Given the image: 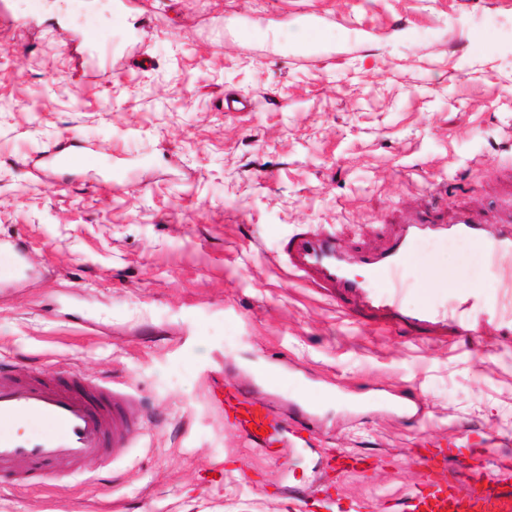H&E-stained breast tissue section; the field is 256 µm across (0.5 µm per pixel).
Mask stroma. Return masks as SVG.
<instances>
[{
  "label": "stroma",
  "instance_id": "obj_1",
  "mask_svg": "<svg viewBox=\"0 0 512 512\" xmlns=\"http://www.w3.org/2000/svg\"><path fill=\"white\" fill-rule=\"evenodd\" d=\"M111 70L87 78L88 40ZM250 97L251 112L225 99ZM512 0H153L109 19L76 0L0 46V362L132 391L128 454L0 482V512H371L409 496L427 443L512 457V340L473 309L464 336L388 327L298 279L288 237L333 224L375 244L435 188L494 217L512 175ZM72 140L121 172L34 160ZM449 294L498 281L477 255L419 246ZM277 369L282 385L261 373ZM306 398L318 423L277 461L212 404L214 379ZM367 455L336 475L331 450ZM292 487L315 489L309 503Z\"/></svg>",
  "mask_w": 512,
  "mask_h": 512
}]
</instances>
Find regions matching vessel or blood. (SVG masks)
<instances>
[{"label":"vessel or blood","instance_id":"1","mask_svg":"<svg viewBox=\"0 0 512 512\" xmlns=\"http://www.w3.org/2000/svg\"><path fill=\"white\" fill-rule=\"evenodd\" d=\"M94 147L72 142L44 153L45 170L91 166ZM467 239L487 268L500 278L501 289L487 298L481 289L467 288L447 297L427 293L418 306L405 304L415 284L406 271L416 243L429 238ZM289 269L300 278L332 292L337 302L350 304L379 321L418 327L435 336L460 334L469 312L490 310L512 334V206L494 219L460 207L448 215L432 208L406 211L372 248H350L333 231L311 227L289 237L283 248ZM214 404L224 420L239 429L251 447L270 451L283 421L275 404L251 400L248 389L228 381L212 386ZM134 396L99 380L74 378L67 382L22 377L0 366V480H27L44 466L63 462L81 470L91 458L124 455L128 431L135 424ZM266 435H259V428ZM468 459L452 454L424 456V481L396 512H512V484L487 477L489 467L507 469L512 462L493 457L477 441H467ZM469 492H461L459 480Z\"/></svg>","mask_w":512,"mask_h":512}]
</instances>
